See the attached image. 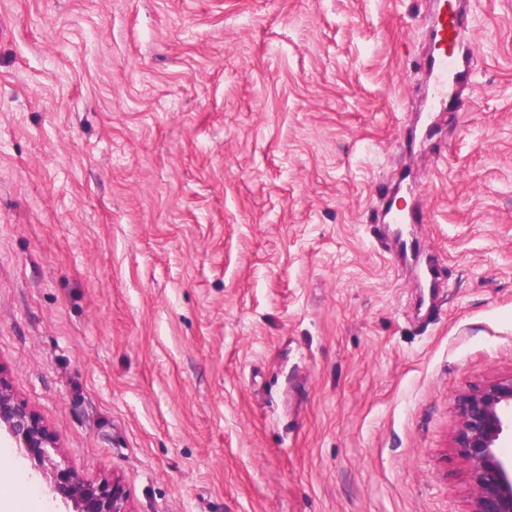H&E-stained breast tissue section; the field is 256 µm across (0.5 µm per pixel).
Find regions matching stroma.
I'll return each mask as SVG.
<instances>
[{
    "label": "stroma",
    "instance_id": "obj_1",
    "mask_svg": "<svg viewBox=\"0 0 512 512\" xmlns=\"http://www.w3.org/2000/svg\"><path fill=\"white\" fill-rule=\"evenodd\" d=\"M430 0H0V373L133 512H469L512 372V0L424 110ZM412 181L434 304L386 251ZM28 512H66L10 442ZM455 448H461L472 487L469 512H512V456L502 438L512 436V372L459 396Z\"/></svg>",
    "mask_w": 512,
    "mask_h": 512
}]
</instances>
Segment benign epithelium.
Segmentation results:
<instances>
[{"instance_id":"1","label":"benign epithelium","mask_w":512,"mask_h":512,"mask_svg":"<svg viewBox=\"0 0 512 512\" xmlns=\"http://www.w3.org/2000/svg\"><path fill=\"white\" fill-rule=\"evenodd\" d=\"M453 443L461 449L472 487L470 512H512V456L501 450L512 435V372L470 389L457 401ZM15 447L35 455L50 489L72 505L71 512H132L120 482L91 483L65 460L42 420L18 403L0 375V432Z\"/></svg>"}]
</instances>
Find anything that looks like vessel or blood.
Segmentation results:
<instances>
[{
    "instance_id": "1",
    "label": "vessel or blood",
    "mask_w": 512,
    "mask_h": 512,
    "mask_svg": "<svg viewBox=\"0 0 512 512\" xmlns=\"http://www.w3.org/2000/svg\"><path fill=\"white\" fill-rule=\"evenodd\" d=\"M468 11L467 0H436L431 14L423 69L433 90L431 104L443 112L457 103L473 82L474 48L461 24ZM422 217L423 211L417 206L387 211L384 235L402 261L414 268L420 287L434 291L439 286L435 262L421 260L416 243L401 238L396 231L398 225L416 224Z\"/></svg>"
}]
</instances>
